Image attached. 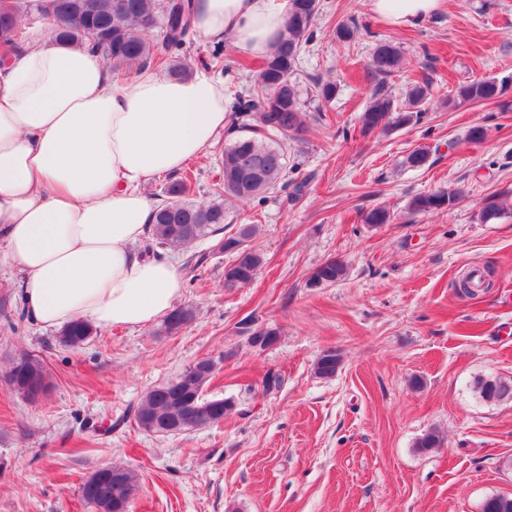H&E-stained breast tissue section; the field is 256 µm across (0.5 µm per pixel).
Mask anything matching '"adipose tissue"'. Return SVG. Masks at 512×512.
I'll use <instances>...</instances> for the list:
<instances>
[{"mask_svg":"<svg viewBox=\"0 0 512 512\" xmlns=\"http://www.w3.org/2000/svg\"><path fill=\"white\" fill-rule=\"evenodd\" d=\"M444 0H369L390 25H415ZM289 0H195L203 42L268 55ZM224 85L197 68L176 79L145 69L116 80L89 45L45 29L0 59V254L22 276L31 324L84 319L139 328L167 316L182 291L177 267L135 250L150 230L145 188L213 143Z\"/></svg>","mask_w":512,"mask_h":512,"instance_id":"ef3b65f1","label":"adipose tissue"}]
</instances>
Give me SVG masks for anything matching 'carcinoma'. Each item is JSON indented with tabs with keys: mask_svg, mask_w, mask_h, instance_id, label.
I'll use <instances>...</instances> for the list:
<instances>
[{
	"mask_svg": "<svg viewBox=\"0 0 512 512\" xmlns=\"http://www.w3.org/2000/svg\"><path fill=\"white\" fill-rule=\"evenodd\" d=\"M320 10V0H290L285 32L259 66L254 83L237 94L232 105L234 128L242 132L224 147L223 179L212 191L213 202L196 204L189 199L194 185L185 172L166 188L167 200L154 212L150 236L156 244L180 248L192 245L209 233L224 231L226 203L253 200L276 188L285 168V154L275 140L278 135L305 131V110L299 90L292 80L300 54L310 43V28ZM37 17L49 24L53 38L60 42L91 44L120 75H132L149 65L165 68L172 77L190 72L189 64L175 59L174 52L190 44L193 36V0H0V50H20L26 21ZM159 31L160 36L152 35ZM401 53L390 41L375 45L371 54L372 72L384 79L400 67ZM503 88L493 78L461 84L455 91L459 102H485L498 98ZM311 96L328 101L336 95V83L316 80ZM428 96L425 83H416L408 93V109L403 110L383 91L374 92L362 115L363 130L406 125L413 113L422 111ZM465 198L460 188L440 189L412 197L409 209L425 214L451 209ZM254 224H241L222 238L221 251L232 255L224 266V285L235 288L249 284L264 264L263 254L251 245L256 236ZM244 247H239V244ZM346 266L330 259L318 266L313 275L328 283L340 281ZM188 307L174 309L166 318L164 330L172 333L192 322ZM92 336V326L76 320L64 327L60 342L79 348ZM340 359L336 352L321 354L315 362V374L329 378L336 374ZM37 375L50 386L44 363L37 356L22 352L11 363L4 377L8 389L25 401H37L40 388L30 382ZM211 375H201L191 363L173 379L149 390L135 410V424L146 416L160 422L183 420L190 410L177 406L173 399L179 390L204 386ZM473 389L484 401L512 399V379L478 377ZM443 437L430 430L415 442L422 453L441 447ZM119 476L135 496L138 476L128 466L111 463L98 467L80 485L81 499L94 509L112 500L113 476ZM482 512H512V497L492 495L486 498Z\"/></svg>",
	"mask_w": 512,
	"mask_h": 512,
	"instance_id": "cac0c4a2",
	"label": "carcinoma"
}]
</instances>
